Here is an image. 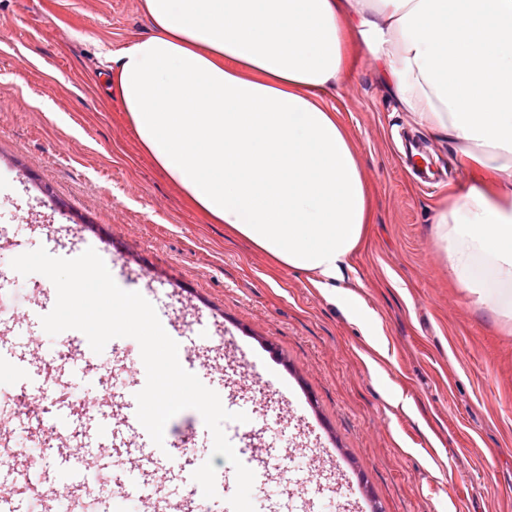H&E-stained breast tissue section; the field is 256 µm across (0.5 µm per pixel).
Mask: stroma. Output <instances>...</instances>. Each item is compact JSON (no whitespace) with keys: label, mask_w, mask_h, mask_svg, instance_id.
Segmentation results:
<instances>
[{"label":"stroma","mask_w":512,"mask_h":512,"mask_svg":"<svg viewBox=\"0 0 512 512\" xmlns=\"http://www.w3.org/2000/svg\"><path fill=\"white\" fill-rule=\"evenodd\" d=\"M152 32L141 0H0V247L74 258L99 244L120 288L194 337L207 386L248 417L223 425L235 453L269 464L258 512L268 488L335 512H512V325L475 304L435 246L434 209L465 182L447 142L412 124L361 50L325 101L355 145L373 220L335 287L317 288L211 223L142 149L107 78L113 54ZM56 297L37 277L14 351L42 410L77 386L99 410L57 435L38 483L53 488L62 450L109 414L94 489L131 468L124 402L142 360L131 339L96 354L80 332L48 349L41 318ZM208 460L233 470L207 446L180 451L181 480H137L184 498Z\"/></svg>","instance_id":"obj_1"}]
</instances>
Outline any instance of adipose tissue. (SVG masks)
Segmentation results:
<instances>
[{"label":"adipose tissue","mask_w":512,"mask_h":512,"mask_svg":"<svg viewBox=\"0 0 512 512\" xmlns=\"http://www.w3.org/2000/svg\"><path fill=\"white\" fill-rule=\"evenodd\" d=\"M112 82L153 162L209 220L335 285L372 192L324 96L369 48L468 174L433 220L452 276L512 322V0H142Z\"/></svg>","instance_id":"obj_1"}]
</instances>
